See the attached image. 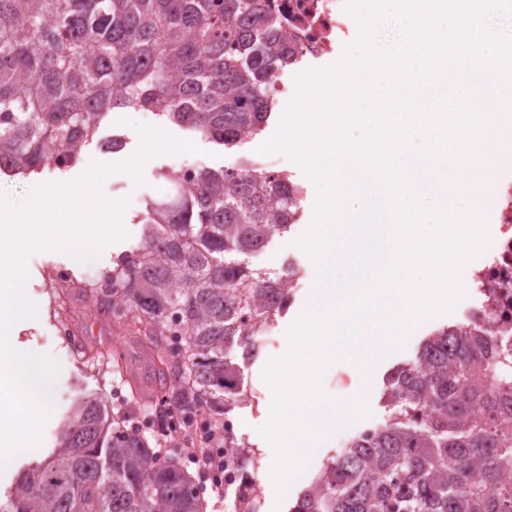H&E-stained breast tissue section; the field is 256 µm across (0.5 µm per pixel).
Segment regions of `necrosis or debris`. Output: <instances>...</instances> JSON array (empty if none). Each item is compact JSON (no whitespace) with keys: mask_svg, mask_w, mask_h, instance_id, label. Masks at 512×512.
<instances>
[{"mask_svg":"<svg viewBox=\"0 0 512 512\" xmlns=\"http://www.w3.org/2000/svg\"><path fill=\"white\" fill-rule=\"evenodd\" d=\"M283 18L289 41L298 50V60L307 63L332 53L342 33L352 22L346 0H270ZM496 203L498 236L487 256L473 270L468 298L459 307L456 321L462 325L491 324L496 331L512 334V177L501 178L491 187ZM153 412H166L168 431L177 444L192 442L197 458L223 457L224 467L213 470L214 483L238 491L240 512H261L264 494L248 460L247 449L239 445V429L232 417L224 419L223 447L208 446L213 424L206 415L187 423L175 409L153 404Z\"/></svg>","mask_w":512,"mask_h":512,"instance_id":"necrosis-or-debris-1","label":"necrosis or debris"}]
</instances>
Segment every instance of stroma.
Listing matches in <instances>:
<instances>
[{
    "instance_id": "1",
    "label": "stroma",
    "mask_w": 512,
    "mask_h": 512,
    "mask_svg": "<svg viewBox=\"0 0 512 512\" xmlns=\"http://www.w3.org/2000/svg\"><path fill=\"white\" fill-rule=\"evenodd\" d=\"M150 126L161 129L171 137L192 143L194 152L184 154L161 153L147 159L142 166L140 177L118 170L120 156H132L141 145L139 126ZM115 135L122 136L125 146L121 153L115 154L101 149L98 143H90L82 150L80 161L74 166L59 170L47 169L27 177H8L0 175V190L12 198L24 199L29 191L38 185L52 183H69L77 180L86 172L92 163L113 166V173L102 182L101 189L105 197L111 200L125 201L123 210L125 236L110 242L101 249L102 260L88 265L76 266L70 252L46 249L30 252L25 258L28 272L27 295L37 306V315L25 319L16 331L17 346L26 353L48 355L54 358L59 366V374L49 392V404L41 427L38 446L50 450L54 444L59 420L67 406L78 393L101 392L129 412V425L132 430L143 431L137 411L136 402L130 397L129 384L135 380L136 373L150 358L137 338L125 335L124 331L109 318L98 315L87 304L78 299H71L69 309L75 318L78 334L85 346L86 355L83 360L74 359L66 340L56 336L55 320L52 309L55 298L50 291L49 275L58 268L72 270L74 275H94L101 269L111 266L113 257L119 256L136 248L142 237V217L145 212L146 200L166 195L170 185L162 176L163 171L176 167L185 159L202 162L212 168L238 166L251 167L252 164L271 161L280 170L290 174L292 180L306 188V197L302 202L303 217L292 225L290 231L275 235L271 243L262 252L248 256L247 262L269 278L282 275L288 258H298L305 266L307 276L302 288L292 298L290 307L278 318V341L271 350L258 351L252 360L240 364V380L249 391L247 400L236 404L232 411L240 425V432L252 448L260 452L262 466H269L271 453L261 452L265 442L263 429L268 423L267 400L268 383L264 372L268 364L282 358L288 343V333L296 321L299 312L306 305L313 280L315 260L307 253L298 241L311 227L315 217L318 192L312 179L305 173L299 163L287 153L272 151L261 153L258 140L250 139L237 146L226 148L217 145L200 133L193 132L177 125L163 121L150 112H137L129 109H117L111 112L108 123L103 129L102 138ZM453 312H445L433 317H423L421 321L401 337L392 352L390 364H398L413 358L419 343L436 329L453 324ZM119 359L122 371L109 377H101L100 364L112 359ZM362 390L359 374L344 360H336L325 372L320 382V392L329 398L350 402L356 400ZM381 387H374L367 401L369 416L353 421H345L336 427L322 446L313 449L305 456L300 469L303 475L301 485H309L317 475L323 463L332 458L339 449L340 440L350 438L362 429L384 422L389 410L381 400Z\"/></svg>"
}]
</instances>
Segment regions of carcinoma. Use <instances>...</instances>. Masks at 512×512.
Here are the masks:
<instances>
[{"label": "carcinoma", "mask_w": 512, "mask_h": 512, "mask_svg": "<svg viewBox=\"0 0 512 512\" xmlns=\"http://www.w3.org/2000/svg\"><path fill=\"white\" fill-rule=\"evenodd\" d=\"M263 0H0V174L76 164L117 107L151 112L231 147L259 134L273 74L293 64ZM146 204L142 244L95 278L52 283L159 347L182 336L153 377L168 405L224 426L234 347L288 307L293 269L275 280L238 256L296 223L289 175L204 167L192 190ZM392 413L357 436L290 512H512V343L482 326L443 327L385 377ZM97 394H79L54 447L18 473L11 512H205L177 455L130 430Z\"/></svg>", "instance_id": "1"}]
</instances>
